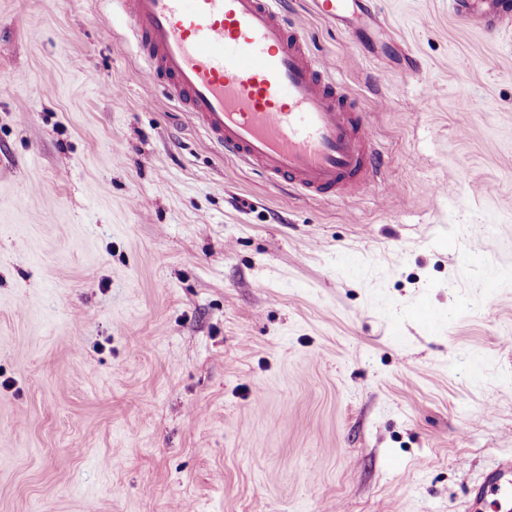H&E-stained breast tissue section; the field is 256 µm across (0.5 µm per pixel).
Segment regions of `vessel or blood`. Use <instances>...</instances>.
I'll return each instance as SVG.
<instances>
[{"label":"vessel or blood","mask_w":512,"mask_h":512,"mask_svg":"<svg viewBox=\"0 0 512 512\" xmlns=\"http://www.w3.org/2000/svg\"><path fill=\"white\" fill-rule=\"evenodd\" d=\"M145 67L220 153L306 198L371 190L380 174L375 130L329 64L316 56L287 0H118ZM332 25L376 21L374 0H308ZM480 27L512 25V9L462 0ZM472 505L512 512V458L468 492Z\"/></svg>","instance_id":"b4317fda"}]
</instances>
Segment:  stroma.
I'll return each instance as SVG.
<instances>
[{
    "mask_svg": "<svg viewBox=\"0 0 512 512\" xmlns=\"http://www.w3.org/2000/svg\"><path fill=\"white\" fill-rule=\"evenodd\" d=\"M290 8L372 191L219 156L117 0H0V512H467L512 458V28Z\"/></svg>",
    "mask_w": 512,
    "mask_h": 512,
    "instance_id": "obj_1",
    "label": "stroma"
}]
</instances>
